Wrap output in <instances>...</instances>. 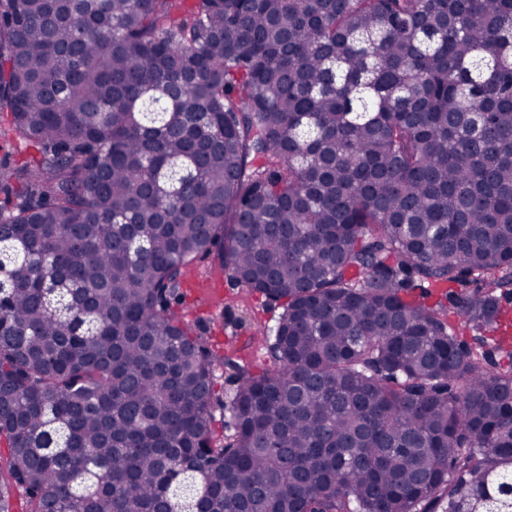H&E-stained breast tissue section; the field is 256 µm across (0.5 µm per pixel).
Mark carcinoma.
<instances>
[{
    "mask_svg": "<svg viewBox=\"0 0 512 512\" xmlns=\"http://www.w3.org/2000/svg\"><path fill=\"white\" fill-rule=\"evenodd\" d=\"M2 119L29 512H512V0H0ZM206 258L269 366L180 316Z\"/></svg>",
    "mask_w": 512,
    "mask_h": 512,
    "instance_id": "obj_1",
    "label": "carcinoma"
}]
</instances>
